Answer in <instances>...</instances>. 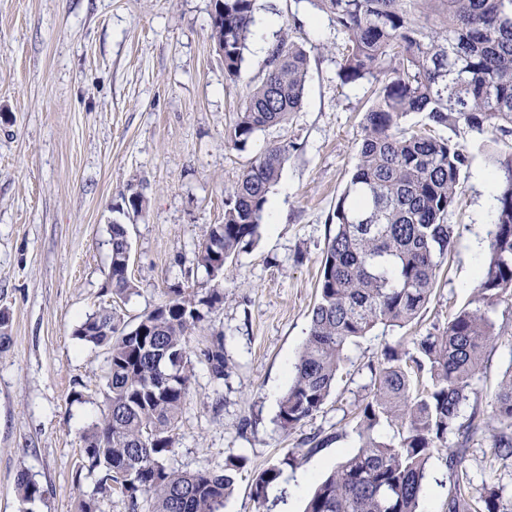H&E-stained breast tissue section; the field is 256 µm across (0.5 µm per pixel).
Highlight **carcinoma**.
Returning <instances> with one entry per match:
<instances>
[{"mask_svg":"<svg viewBox=\"0 0 512 512\" xmlns=\"http://www.w3.org/2000/svg\"><path fill=\"white\" fill-rule=\"evenodd\" d=\"M224 21L211 36L224 49V74L240 72L258 9L257 0H223ZM343 36L338 76L345 84L371 79L376 97L365 113L353 173L338 198L317 283V301L292 380L279 404L285 430L314 416L326 401L349 344L376 326L403 328L430 302L443 260L456 242L448 213L457 204L468 165L465 146L407 128L412 113L428 124L465 125L479 134L512 136V0H310ZM309 68L307 51L283 34L268 48L265 74L249 91L230 132L234 148L254 135L286 124L301 107ZM287 148L273 145L224 198V223L212 224L196 254V268L210 273L217 258L229 269L253 242ZM495 184L488 254L468 304L447 327L416 339L412 365L389 346L371 370L369 395L359 405L357 450L316 485L305 512H421L428 464L445 448L455 479L447 512H472L473 479L463 467L466 445L480 429L472 412L459 421L485 352L502 333L489 311L512 297V152L492 157ZM113 294L128 297L137 285L122 266L130 248L126 229L111 224ZM224 303V285L206 291L169 289L167 299L129 330L112 309L88 315L75 336L107 352L106 409L85 431L78 472L94 479L82 512H96L111 484L125 488L131 512L142 495L150 512H224L242 464L179 472L165 458L186 403L193 366L188 336ZM202 355L211 374L224 379V334L212 332ZM489 420L494 448L512 456V373L495 393ZM385 423L397 440L374 430ZM458 446L448 447V435ZM287 457L256 476L253 495L263 505L279 483ZM22 500L43 495L22 472ZM483 512H512L496 487L482 482Z\"/></svg>","mask_w":512,"mask_h":512,"instance_id":"cac0c4a2","label":"carcinoma"}]
</instances>
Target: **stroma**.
Returning <instances> with one entry per match:
<instances>
[{
    "label": "stroma",
    "mask_w": 512,
    "mask_h": 512,
    "mask_svg": "<svg viewBox=\"0 0 512 512\" xmlns=\"http://www.w3.org/2000/svg\"><path fill=\"white\" fill-rule=\"evenodd\" d=\"M236 79L211 37V0H0V309L11 343L0 351V512H79L91 480H78L82 434L103 409L107 354L76 338L89 314L109 306L135 326L170 288L209 282L194 265L224 197L274 143L288 153L271 187L257 240L224 279V303L190 338L194 376L165 463L182 472L244 458L224 512H259L252 479L295 453L292 495L271 512H303L316 481L359 444L354 413L385 346L414 351L416 337L447 326L469 302L491 221L474 173L512 137L478 139L465 126L437 135L466 144L468 170L448 215L459 237L417 324L376 327L347 351L335 386L312 418L280 427L276 415L308 334L320 261L336 202L356 162L375 90L342 83L343 39L309 0H259ZM309 54L302 105L289 122L257 133L245 149L227 142L237 112L262 78L266 47L283 32ZM146 199L128 221V298L106 287L110 226L124 195ZM492 317L502 337L485 355L461 409L487 414L512 371V305ZM224 334L228 369L213 380L200 356L210 331ZM82 400H75V393ZM327 444L309 450L308 437ZM491 425L471 441V472L495 467L512 500V459H498ZM43 488L23 501L20 473ZM306 484H299L302 475Z\"/></svg>",
    "instance_id": "35a3bbf8"
}]
</instances>
